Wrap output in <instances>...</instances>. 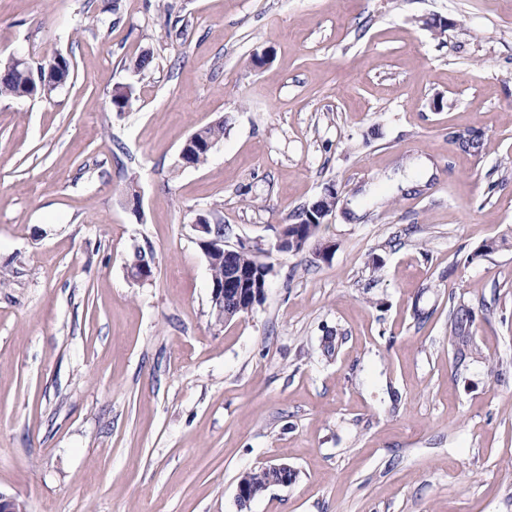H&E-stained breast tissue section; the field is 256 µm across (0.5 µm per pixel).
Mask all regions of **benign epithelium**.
<instances>
[{"label": "benign epithelium", "mask_w": 512, "mask_h": 512, "mask_svg": "<svg viewBox=\"0 0 512 512\" xmlns=\"http://www.w3.org/2000/svg\"><path fill=\"white\" fill-rule=\"evenodd\" d=\"M324 195L329 197V204L316 212L317 219L313 220V225L307 228L284 225L274 245L275 250L291 252L295 245L301 250L308 246L311 239L316 236L314 224L328 222L329 216L335 209L334 192L328 190L324 192ZM193 227L198 232V245L206 255L218 252L228 254L241 249L239 245L232 247L226 244L224 238L215 233L214 227L205 214L196 216ZM268 274L269 267L266 265L256 268L233 267L228 269L224 273V281L212 286L211 298L215 305L216 320L227 323L238 317L241 312L252 311L264 293ZM260 469L272 474V478H270L272 486H286L291 483L289 476L295 475L294 468L286 463L266 464L260 466ZM236 498L239 512H248L254 498L250 486L243 478L238 482Z\"/></svg>", "instance_id": "benign-epithelium-1"}]
</instances>
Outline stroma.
<instances>
[{
	"label": "stroma",
	"mask_w": 512,
	"mask_h": 512,
	"mask_svg": "<svg viewBox=\"0 0 512 512\" xmlns=\"http://www.w3.org/2000/svg\"><path fill=\"white\" fill-rule=\"evenodd\" d=\"M13 53L72 71L0 99L1 492L237 512L240 476L285 463L250 512H512V373H487L512 369V0H0ZM329 185V259L275 251ZM200 213L272 268L227 323ZM460 300L482 353L461 367ZM476 320L474 309L465 303L454 307L448 315V331L454 339L455 344L467 346L474 336L472 328Z\"/></svg>",
	"instance_id": "stroma-1"
}]
</instances>
